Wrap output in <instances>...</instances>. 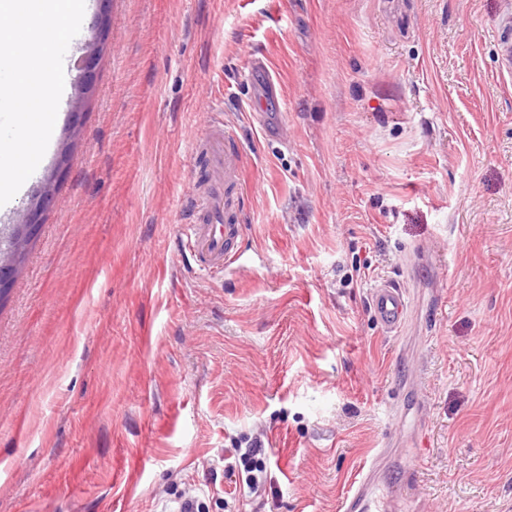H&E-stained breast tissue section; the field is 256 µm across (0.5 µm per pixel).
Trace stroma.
<instances>
[{
	"instance_id": "obj_1",
	"label": "stroma",
	"mask_w": 512,
	"mask_h": 512,
	"mask_svg": "<svg viewBox=\"0 0 512 512\" xmlns=\"http://www.w3.org/2000/svg\"><path fill=\"white\" fill-rule=\"evenodd\" d=\"M509 37L512 0H111L0 307V512H341L379 448L395 512H512ZM211 112L249 189L220 277L179 255ZM107 15V11H105L104 13L101 10L99 11V13L96 15L95 23L92 27V29L97 28V30L92 39L86 43V50L82 55L81 59V68L84 71V75L75 86V96L72 101L75 108H80L79 104L82 103L87 87L92 85L91 73L95 71L96 66L99 63L101 54L99 46L94 41L96 37L100 34L101 28L106 22ZM370 309L386 333H395L406 320L408 302L405 292L390 281H380L371 292ZM243 443L246 444L245 448H242ZM235 446L231 450L237 456L240 466L238 468L237 464L228 465L227 472L232 476L237 470L244 493H248L249 496L257 495L259 497L262 492L265 493L266 491L267 463L265 449L262 448L261 441L246 440L245 438L239 440ZM231 450L230 452H232ZM241 466L243 467V472L246 473L245 479H243ZM245 486L247 492L245 491Z\"/></svg>"
}]
</instances>
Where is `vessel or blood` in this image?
<instances>
[{"label": "vessel or blood", "instance_id": "b4317fda", "mask_svg": "<svg viewBox=\"0 0 512 512\" xmlns=\"http://www.w3.org/2000/svg\"><path fill=\"white\" fill-rule=\"evenodd\" d=\"M192 160L201 170L204 189L191 193L181 235L198 270L216 275L238 259L245 234L248 194L236 132L210 117ZM370 309L382 330L395 333L406 320L408 302L400 286L382 281L371 292ZM342 512H386L385 497L372 471L362 474L344 499Z\"/></svg>", "mask_w": 512, "mask_h": 512}]
</instances>
